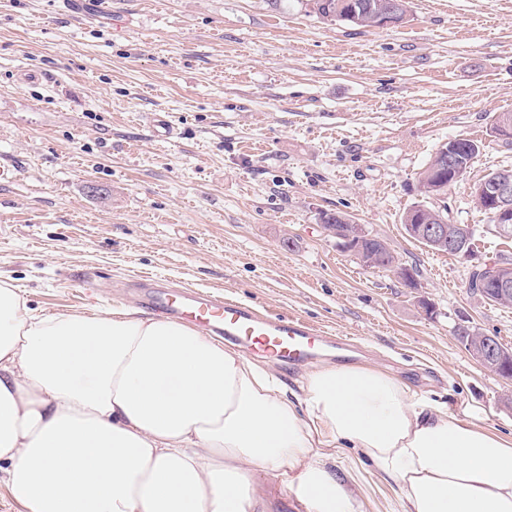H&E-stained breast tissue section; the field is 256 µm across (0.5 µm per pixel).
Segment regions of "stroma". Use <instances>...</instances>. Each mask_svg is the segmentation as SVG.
<instances>
[{"mask_svg": "<svg viewBox=\"0 0 512 512\" xmlns=\"http://www.w3.org/2000/svg\"><path fill=\"white\" fill-rule=\"evenodd\" d=\"M152 112L177 139L153 136ZM502 112L512 0H410L384 28L323 20L304 0H0V278L40 312L142 309L148 275L294 315L512 438V380L456 337L465 326L512 348V305L471 292L469 261L403 225L414 206L444 208L480 259L512 256L474 200L512 168ZM458 138L480 143L470 168L425 193L422 172ZM336 211L416 267L418 288L341 248L321 226ZM324 462L361 512H400L353 449Z\"/></svg>", "mask_w": 512, "mask_h": 512, "instance_id": "35a3bbf8", "label": "stroma"}]
</instances>
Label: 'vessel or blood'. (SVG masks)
Instances as JSON below:
<instances>
[{
	"mask_svg": "<svg viewBox=\"0 0 512 512\" xmlns=\"http://www.w3.org/2000/svg\"><path fill=\"white\" fill-rule=\"evenodd\" d=\"M143 297L146 304L168 317L204 328L276 363L302 366L323 356L354 351L347 337L322 335L297 318L260 315L236 302L186 288L148 284Z\"/></svg>",
	"mask_w": 512,
	"mask_h": 512,
	"instance_id": "obj_1",
	"label": "vessel or blood"
}]
</instances>
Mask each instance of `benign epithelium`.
I'll list each match as a JSON object with an SVG mask.
<instances>
[{
    "label": "benign epithelium",
    "instance_id": "benign-epithelium-1",
    "mask_svg": "<svg viewBox=\"0 0 512 512\" xmlns=\"http://www.w3.org/2000/svg\"><path fill=\"white\" fill-rule=\"evenodd\" d=\"M457 144L453 141L440 147L430 162L431 169L438 172H448V183L459 180L464 170L457 165ZM478 194H483L495 209V230L504 237L512 235V171L499 170L487 175L478 188ZM323 229L336 237L339 244L352 251L357 258L369 268H388L396 271L398 277L407 282L408 287L415 288L417 283L407 279L410 268L401 264L393 249L383 240H376L371 247L366 246L369 240L367 232L360 224L342 218L340 224H325ZM408 233L427 247L456 254L472 261V268L486 272L494 282V293L497 301L512 305V265L499 264L487 266L480 261L474 250L469 247L473 230L468 226H457L455 232L448 230V219L431 215L424 224L407 225ZM473 357L488 369H495L504 363L512 362V353L498 348L494 337L483 335L469 344Z\"/></svg>",
    "mask_w": 512,
    "mask_h": 512
}]
</instances>
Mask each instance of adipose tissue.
Here are the masks:
<instances>
[{"instance_id": "obj_1", "label": "adipose tissue", "mask_w": 512, "mask_h": 512, "mask_svg": "<svg viewBox=\"0 0 512 512\" xmlns=\"http://www.w3.org/2000/svg\"><path fill=\"white\" fill-rule=\"evenodd\" d=\"M302 393L222 340L134 310L33 314L0 279V482L19 512H360L322 451L357 448L402 512H512V440L387 369L324 364Z\"/></svg>"}]
</instances>
